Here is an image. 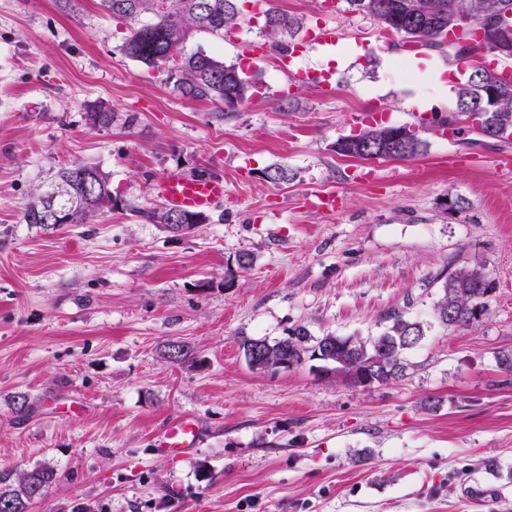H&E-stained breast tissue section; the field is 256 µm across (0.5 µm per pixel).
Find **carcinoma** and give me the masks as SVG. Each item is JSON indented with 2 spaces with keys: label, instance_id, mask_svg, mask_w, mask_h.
Here are the masks:
<instances>
[{
  "label": "carcinoma",
  "instance_id": "obj_1",
  "mask_svg": "<svg viewBox=\"0 0 512 512\" xmlns=\"http://www.w3.org/2000/svg\"><path fill=\"white\" fill-rule=\"evenodd\" d=\"M252 0H101L112 16L133 23L120 45L121 52L149 68L167 74V81L185 97L212 102L218 111L235 105L239 111L250 98L252 77L245 76L234 64L199 48L186 50L191 36L198 32L222 36L248 20L255 23L258 36L277 51H286L301 30L297 18L267 4L252 12L246 5ZM349 10L366 13L389 33L408 43L421 42L428 48L444 47L438 31L453 27L466 18L489 22L512 13V0H345ZM490 83L497 84L498 100L486 114L490 125L505 131L512 127V83L501 80L491 68L476 77H468L458 88L451 112L474 107L483 98ZM93 127H106L114 113L96 106L86 113ZM406 126L372 129L364 132V141L354 137L337 142L336 152L345 157L380 160L384 143ZM271 183H286L294 173L286 165L264 172ZM121 200L112 195L108 176L92 164L75 163L62 169L57 179L44 190H36L22 212L25 224H84L91 216ZM493 281L481 270H461L446 278L434 305L435 321L445 327L466 328L478 322L486 311ZM384 327L376 336H313L299 325L288 335L270 341L266 338H242L240 347L248 365L259 371L273 370L283 359L301 366L316 359L325 364L342 358L349 360L347 371H384L377 384L397 381L407 375V354L425 338L427 326L419 320L392 311L383 318ZM54 468L39 464L18 472L0 467V512H27L28 503L45 495L55 482Z\"/></svg>",
  "mask_w": 512,
  "mask_h": 512
}]
</instances>
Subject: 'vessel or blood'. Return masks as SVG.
<instances>
[{"mask_svg":"<svg viewBox=\"0 0 512 512\" xmlns=\"http://www.w3.org/2000/svg\"><path fill=\"white\" fill-rule=\"evenodd\" d=\"M341 34L336 27L319 24L309 29L302 42L291 45L281 57L285 71L294 83L314 86L321 91H330L333 84L331 74L316 69H297L293 66L296 57L310 51H324L336 47ZM154 191L174 210L205 212L224 198V182L220 179H200L172 169L162 174L153 185ZM312 211L332 214L338 208L339 197L335 187L321 186L313 189L306 198ZM201 442V427L190 415H180L172 420L157 439L158 452L182 457L192 453Z\"/></svg>","mask_w":512,"mask_h":512,"instance_id":"vessel-or-blood-1","label":"vessel or blood"}]
</instances>
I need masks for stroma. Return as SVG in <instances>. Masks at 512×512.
<instances>
[{
	"label": "stroma",
	"instance_id": "obj_1",
	"mask_svg": "<svg viewBox=\"0 0 512 512\" xmlns=\"http://www.w3.org/2000/svg\"><path fill=\"white\" fill-rule=\"evenodd\" d=\"M335 2L336 49L295 61L333 73L326 93L291 86L273 58L241 61L250 23L193 36L259 83L219 119L122 55L129 23L100 0H0V467L58 473L28 512H512V372L497 362L512 352V143L448 142L434 125L466 78L453 58L396 46ZM99 104L112 125L87 124ZM416 111L414 157L337 154ZM76 162L108 173L119 208L22 223L33 190ZM279 164L294 180H265ZM170 169L224 182L223 202L178 237L134 214L159 206L151 185ZM319 185L336 187V214L308 210ZM474 266L494 282L486 315L433 325L441 281ZM393 310L430 328L405 378L368 389L306 364L260 372L239 346L299 324L374 335ZM170 340L194 359L166 361ZM180 414L199 420V448L157 453Z\"/></svg>",
	"mask_w": 512,
	"mask_h": 512
}]
</instances>
